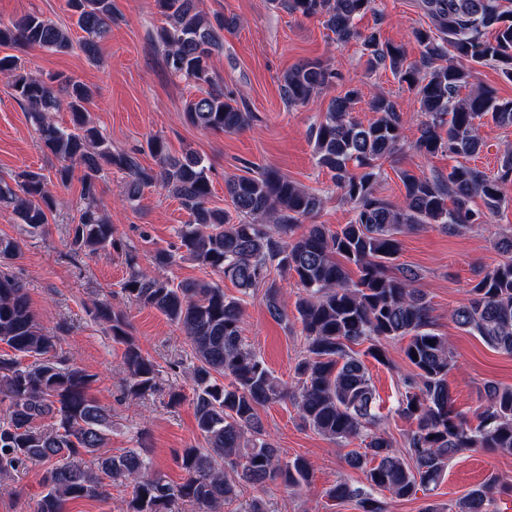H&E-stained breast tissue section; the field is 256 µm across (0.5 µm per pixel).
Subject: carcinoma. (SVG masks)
<instances>
[{
  "label": "carcinoma",
  "instance_id": "carcinoma-1",
  "mask_svg": "<svg viewBox=\"0 0 512 512\" xmlns=\"http://www.w3.org/2000/svg\"><path fill=\"white\" fill-rule=\"evenodd\" d=\"M164 18L154 39L167 70L193 82L200 95L185 107L186 120L207 131L234 134L248 128L254 115L224 92L212 68L224 50V31L239 25L235 17L208 15L199 0H155ZM76 25L85 33L81 52L96 61L99 41L112 27L113 0H67ZM292 15L318 17L336 43L359 40L371 66L390 70L414 91L422 121L412 148L423 158L448 153L469 159L483 146L480 128L490 119L512 126V99L472 87L476 66L494 63L512 81V0H420L431 25L412 31L421 58L406 62L401 45L381 40L376 30L362 32L356 20L374 11L375 0H275ZM0 46L25 51L66 52L73 47L67 30L38 14L0 21ZM19 57L0 56V75L11 78L13 96L25 104L36 124L40 143L60 163L59 184L65 186L80 169L86 200L71 225L68 245L75 255L121 251L129 274L121 284L130 300L157 310L183 333L197 360L192 370V406L198 433L206 447L184 448L176 459L183 481L171 483L154 469L145 446L100 456L112 435V409L91 394L97 375L56 355L58 336L38 327L23 284L8 272L22 255L21 241L0 238V478L29 463L46 465L45 491L35 512H66L69 502L96 498L105 481L133 485L129 512H172L187 501L214 510L236 495L237 487L264 489L281 485L297 490L312 472L308 460L280 457L258 410L290 400L303 423L345 446L355 440L364 448L346 454L368 486L339 482L328 491L333 501L354 500L359 512H388L377 494L408 498L432 491L449 462L465 451L512 456V386L484 387L477 424L452 404L448 374L455 366L448 339L434 332L432 308L416 288L417 271L397 263L399 236L426 224L462 234L506 203L503 187L512 181V154L488 175L467 163L448 174L430 177L408 169L396 173L404 193L398 200L377 194L383 164L403 150L402 115L397 102L375 97L376 118L364 124L352 113L361 89L347 86L333 97L322 121L311 128L318 166L331 174L341 199L352 205L350 223L332 230L325 224L304 225L318 214L323 199L271 168L247 169L224 185L233 211L211 205L209 166L198 153H170L161 136L147 141L155 166L146 168L139 151H114L85 114L93 101L91 88L60 73L21 74ZM338 73L319 62H303L280 80L283 100L305 105L336 83ZM71 114L60 126L46 114ZM125 174L124 200H138L159 186L172 193L189 220L178 229L181 258L230 280L244 295L262 288L271 316L288 323L281 286L270 278L276 268L292 275L301 287L294 303L302 325L304 354L295 365L297 386L289 387L270 370L259 352L244 341L241 299L204 280L176 282L165 275L174 262L167 250L156 252L152 270L139 267L133 249L116 237L114 225L97 204L104 168ZM480 200L484 210L473 208ZM12 207L16 223L35 233L48 223L55 198L39 171L0 177V206ZM509 258L483 274L467 289L466 302L451 320L462 331L489 346L512 354V235L497 242ZM94 319L108 325L112 340L124 346L128 373L123 395L140 399L158 385L159 369L132 334L124 314L105 300ZM408 339L403 348L412 371L400 382V414L412 423L398 450L376 424V400L368 369L360 355L389 363L386 343ZM366 345L363 353L353 350ZM32 357L25 364L22 359ZM52 424L39 426L38 420ZM492 475L477 488L443 507L431 503L422 512H496Z\"/></svg>",
  "mask_w": 512,
  "mask_h": 512
}]
</instances>
